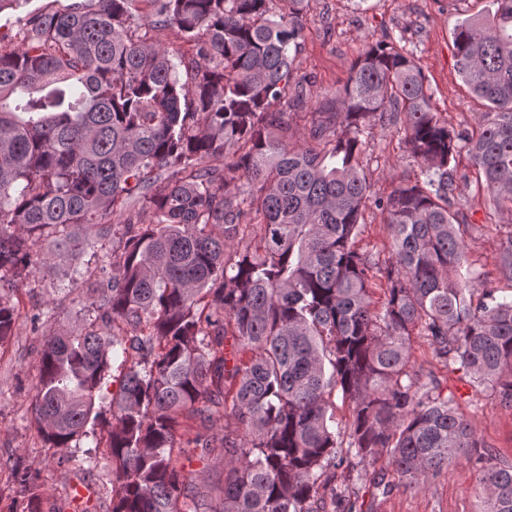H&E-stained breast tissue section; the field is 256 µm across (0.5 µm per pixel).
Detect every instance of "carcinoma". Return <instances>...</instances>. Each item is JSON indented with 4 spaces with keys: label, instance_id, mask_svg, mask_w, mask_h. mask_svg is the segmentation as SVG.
<instances>
[{
    "label": "carcinoma",
    "instance_id": "carcinoma-1",
    "mask_svg": "<svg viewBox=\"0 0 512 512\" xmlns=\"http://www.w3.org/2000/svg\"><path fill=\"white\" fill-rule=\"evenodd\" d=\"M301 3L50 0L0 26V274L27 278L61 248L96 258L73 280L75 317L43 340L37 431L68 448L95 429L115 357L111 512H357L337 469L382 456L397 482L356 475L375 496L466 458L478 512H512V463L408 372L420 336L512 405V296L474 297L449 169L466 152L489 203L512 209V0L453 30L457 71L486 107L476 130L449 126L413 56L381 41L332 119L290 144L277 132L288 93L305 104ZM166 28L190 49L156 40ZM377 125L424 179L373 190L362 159ZM369 207L388 224L383 258L356 247ZM497 269L512 281V238ZM14 325L0 293V343ZM216 411L235 427L187 440L178 462L179 418ZM217 448L224 487L206 500L190 464ZM15 481L24 512H43L39 469L15 465Z\"/></svg>",
    "mask_w": 512,
    "mask_h": 512
}]
</instances>
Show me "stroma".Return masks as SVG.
Listing matches in <instances>:
<instances>
[{"instance_id":"stroma-1","label":"stroma","mask_w":512,"mask_h":512,"mask_svg":"<svg viewBox=\"0 0 512 512\" xmlns=\"http://www.w3.org/2000/svg\"><path fill=\"white\" fill-rule=\"evenodd\" d=\"M489 0H303V37L296 57L299 74L312 78L306 88L304 110L288 115L292 133L307 127L312 113L335 111L334 93L366 46L394 39L412 53L432 91L433 103L449 125L462 131L476 129L483 101L463 83L456 67L452 32L462 19L489 9ZM374 139L364 168L378 193L421 179L418 163L390 147V130H373ZM463 176L460 217L464 223L466 257L483 275L487 287L512 293V282L501 277L496 256L512 236V214L490 208L476 169L467 155L453 164ZM76 260L57 253L52 265L38 267L28 278L15 281L9 296L16 306L15 334L0 346V512H23L16 492L13 467L30 464L41 472L47 505L55 512H81L84 501L98 512L112 508V473L101 458L94 437L82 438L77 455H90L83 468L58 462L59 450L42 441L34 423L32 402L43 337L67 323L74 307L66 291ZM39 323H32L34 313ZM409 369L421 379L436 378L445 394L454 396L459 413L483 442L512 463V406L487 398L460 372L443 368L426 340L412 341ZM474 468L459 462L452 470L430 478L422 490L394 489L372 496L368 486L349 484L347 493L363 512H475ZM87 491L78 499L76 486Z\"/></svg>"}]
</instances>
